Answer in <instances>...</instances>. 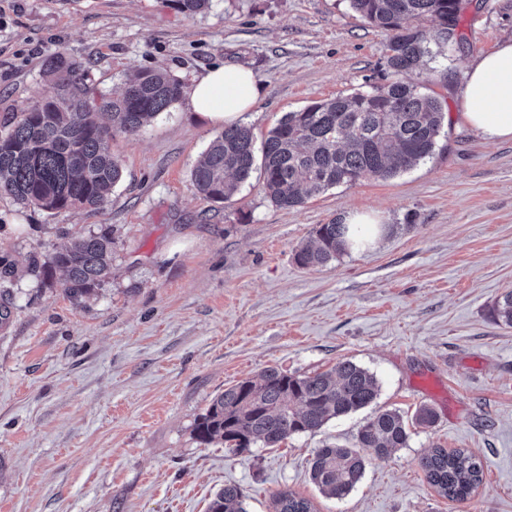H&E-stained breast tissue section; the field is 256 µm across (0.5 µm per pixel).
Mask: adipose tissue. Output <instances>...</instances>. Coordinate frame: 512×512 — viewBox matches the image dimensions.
Wrapping results in <instances>:
<instances>
[{
    "mask_svg": "<svg viewBox=\"0 0 512 512\" xmlns=\"http://www.w3.org/2000/svg\"><path fill=\"white\" fill-rule=\"evenodd\" d=\"M188 96L194 113L214 125H231L256 101L257 80L247 67L218 66L196 79ZM458 122L484 141L512 140V42L483 54L469 67L460 92ZM388 220L380 210L347 212L344 223L366 229L364 236L348 238L349 250L377 245Z\"/></svg>",
    "mask_w": 512,
    "mask_h": 512,
    "instance_id": "1",
    "label": "adipose tissue"
}]
</instances>
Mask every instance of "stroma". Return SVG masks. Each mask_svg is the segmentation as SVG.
I'll list each match as a JSON object with an SVG mask.
<instances>
[{
  "mask_svg": "<svg viewBox=\"0 0 512 512\" xmlns=\"http://www.w3.org/2000/svg\"><path fill=\"white\" fill-rule=\"evenodd\" d=\"M462 40L413 81L443 101L435 154L396 177L331 188L295 209L253 174L217 204L191 171L218 129L175 103L139 135H115L123 178L98 209L47 212L0 196V512H207L225 486L249 512L291 491L315 512H512V327L490 310L512 289V141L457 124L475 59L512 40V0H462ZM391 31L349 0H211L187 17L170 0H0V130L57 88L63 54L108 97L163 69L184 84L224 64L256 74L242 125L263 139L284 113L382 83ZM387 213L394 233L305 269L294 260L319 225L353 210ZM112 228V276L83 305L62 275L30 270L75 234ZM350 361L373 373L371 405L236 455L198 443L210 400L269 366L296 375ZM436 421L373 461L344 499L309 478L327 444H351L375 413ZM463 449L484 463L465 501L440 496L420 458Z\"/></svg>",
  "mask_w": 512,
  "mask_h": 512,
  "instance_id": "35a3bbf8",
  "label": "stroma"
}]
</instances>
